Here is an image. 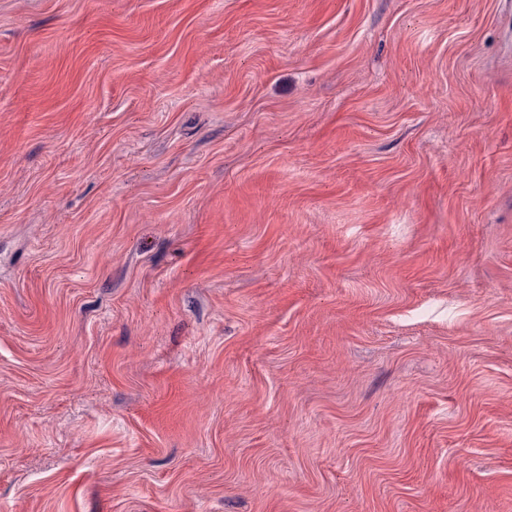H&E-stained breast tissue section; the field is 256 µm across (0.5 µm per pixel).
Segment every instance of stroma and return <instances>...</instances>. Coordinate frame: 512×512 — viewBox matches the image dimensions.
Here are the masks:
<instances>
[{
	"instance_id": "obj_1",
	"label": "stroma",
	"mask_w": 512,
	"mask_h": 512,
	"mask_svg": "<svg viewBox=\"0 0 512 512\" xmlns=\"http://www.w3.org/2000/svg\"><path fill=\"white\" fill-rule=\"evenodd\" d=\"M0 512H512V0H0Z\"/></svg>"
}]
</instances>
